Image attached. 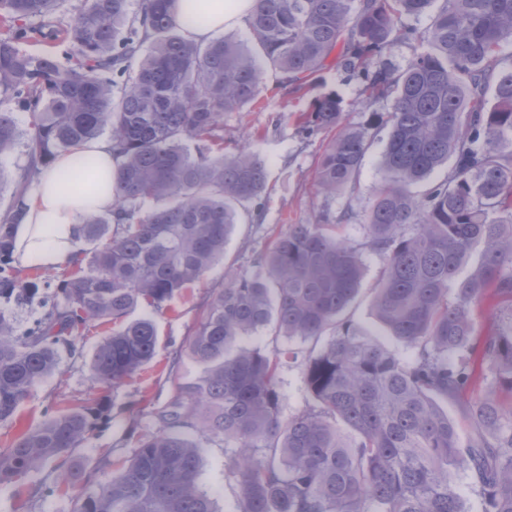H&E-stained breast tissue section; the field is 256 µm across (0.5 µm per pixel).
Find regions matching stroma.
Listing matches in <instances>:
<instances>
[{
  "label": "stroma",
  "mask_w": 512,
  "mask_h": 512,
  "mask_svg": "<svg viewBox=\"0 0 512 512\" xmlns=\"http://www.w3.org/2000/svg\"><path fill=\"white\" fill-rule=\"evenodd\" d=\"M334 92L341 96L344 121L354 126L368 125L374 113L385 111V102L364 108L359 106L361 86L347 80L335 65H328L318 80L301 91L282 84L278 75L266 73L256 103L244 110L224 115V151L235 152L238 145L249 144L267 167V187L260 212L242 215L224 246V262L208 272L192 288L177 293L168 309L155 313L160 338L154 359L137 376L99 399L92 390L91 364L99 341L110 332V325L90 322L77 340L75 355H62L54 373L19 408L13 421L0 423V450L9 448L24 431L34 428L60 411L81 405L98 412L93 430L73 454L70 464H103L130 455L132 445L127 429L138 424L150 429L154 414L174 395L178 384L192 380L200 371L190 356L174 360L177 350L195 320L194 306L218 281L235 272L252 269L254 261L266 249L271 236L289 224H310L320 212L342 217V236L359 246L364 262V278L359 293L348 309L349 315L369 329L387 348L408 356L409 351L377 322L372 309V290L376 285L382 258L366 249L364 215L380 180L379 160L386 136L378 134L371 147L355 190L333 198L325 197L314 186L319 158L329 140L326 133L305 135L295 117L311 112L315 100ZM21 276L36 281L39 292L35 302L16 307L20 327L30 326L48 309L54 292L67 277L66 270L25 268ZM201 485L215 500L219 512H236L237 496L224 474L225 447L222 441L205 443L201 449ZM55 472L44 469L30 472L20 480L0 483V512H70L74 493L59 486L51 496L31 498L30 490L41 483H53Z\"/></svg>",
  "instance_id": "obj_1"
}]
</instances>
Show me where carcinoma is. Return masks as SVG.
I'll list each match as a JSON object with an SVG mask.
<instances>
[{
	"mask_svg": "<svg viewBox=\"0 0 512 512\" xmlns=\"http://www.w3.org/2000/svg\"><path fill=\"white\" fill-rule=\"evenodd\" d=\"M0 0V422L55 370L60 347L92 320L112 323L93 379L107 392L155 356L153 317L224 259L240 210H260L266 165L242 147L224 154V113L251 105L270 69L303 88L331 55L363 86L361 104L390 100L367 126L343 123L342 101L317 100L307 133L332 132L318 164L327 194L355 188L378 132L382 178L365 215L366 246L382 255L373 310L406 346L404 361L348 315L364 274L336 218L290 224L258 269L210 288L184 341L201 366L129 432L127 462L61 474L80 483L72 512H218L200 486L202 442L229 448L237 512H466L465 472L483 512H512V0H255L249 40L187 39L175 0ZM428 17L426 28L411 24ZM48 49L32 53L34 36ZM416 52L403 68L387 56ZM103 134L112 141V208L80 217L89 245L44 316L22 330L13 306L34 285L11 266L22 204L56 155ZM194 142L188 149L186 142ZM27 164L8 182L4 158ZM453 161L445 178L427 183ZM492 303L498 332L470 349ZM146 314L128 319L136 308ZM270 332L269 350L242 345ZM298 368L310 402L283 419L280 376ZM483 387L476 399L468 397ZM463 408L461 440L440 403ZM93 428L67 409L0 451V480L19 479L75 450Z\"/></svg>",
	"mask_w": 512,
	"mask_h": 512,
	"instance_id": "carcinoma-1",
	"label": "carcinoma"
}]
</instances>
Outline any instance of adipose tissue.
Instances as JSON below:
<instances>
[{"instance_id": "1", "label": "adipose tissue", "mask_w": 512, "mask_h": 512, "mask_svg": "<svg viewBox=\"0 0 512 512\" xmlns=\"http://www.w3.org/2000/svg\"><path fill=\"white\" fill-rule=\"evenodd\" d=\"M252 5L253 0H176V19L187 38L204 43L224 28L244 24ZM79 158L92 164V186L85 196L74 192L66 180ZM115 165L112 143L106 138L84 142L75 151L55 157L26 198L25 222L14 251L17 264L24 268L62 269L80 262V217L92 210L111 209Z\"/></svg>"}]
</instances>
